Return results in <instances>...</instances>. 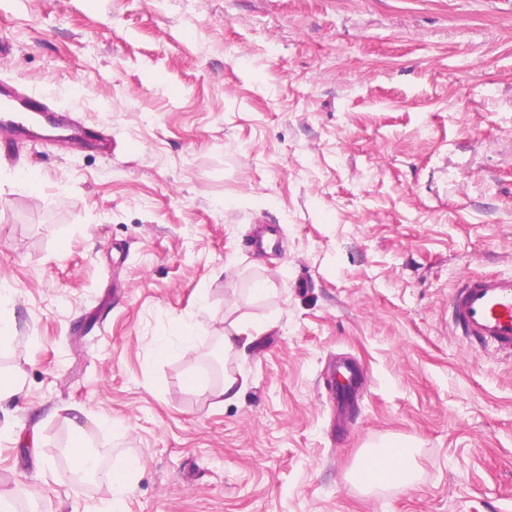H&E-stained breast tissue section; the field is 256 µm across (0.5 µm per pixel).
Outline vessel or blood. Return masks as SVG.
Masks as SVG:
<instances>
[{
    "label": "vessel or blood",
    "instance_id": "1",
    "mask_svg": "<svg viewBox=\"0 0 512 512\" xmlns=\"http://www.w3.org/2000/svg\"><path fill=\"white\" fill-rule=\"evenodd\" d=\"M54 125L64 134V143L108 152L105 136H90L87 128L66 112L46 109L18 86L0 84V132L18 136L31 125ZM452 322L467 341L512 356V276L469 278L451 300Z\"/></svg>",
    "mask_w": 512,
    "mask_h": 512
}]
</instances>
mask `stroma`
<instances>
[{"instance_id": "1", "label": "stroma", "mask_w": 512, "mask_h": 512, "mask_svg": "<svg viewBox=\"0 0 512 512\" xmlns=\"http://www.w3.org/2000/svg\"><path fill=\"white\" fill-rule=\"evenodd\" d=\"M0 80L112 137L0 138L12 512L128 457L123 512H512V359L448 320L512 276V0H0ZM399 442L412 485L353 479Z\"/></svg>"}]
</instances>
